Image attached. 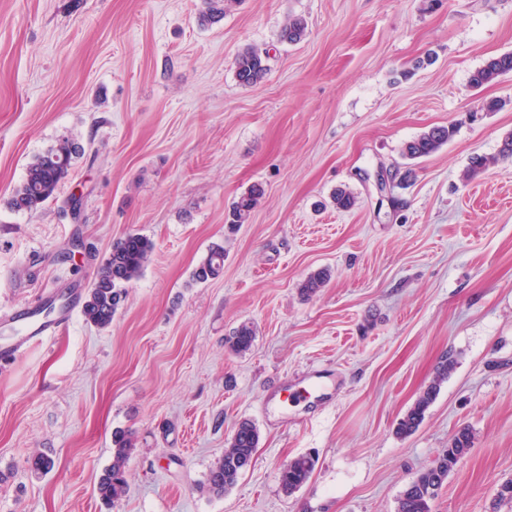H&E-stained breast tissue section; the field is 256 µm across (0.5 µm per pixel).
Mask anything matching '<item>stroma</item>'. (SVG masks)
<instances>
[{"label": "stroma", "mask_w": 512, "mask_h": 512, "mask_svg": "<svg viewBox=\"0 0 512 512\" xmlns=\"http://www.w3.org/2000/svg\"><path fill=\"white\" fill-rule=\"evenodd\" d=\"M0 0V339L7 313L88 288L117 240L150 263L109 328L75 311L63 335L0 362V512H396L459 426L474 441L432 512H512V159L468 181L472 154L512 131V0ZM304 17L297 44L280 41ZM269 52L240 86L245 46ZM505 106L484 112L482 101ZM453 138L398 183L404 144ZM83 154L56 198L9 201L33 157ZM387 186H380V178ZM265 194L236 232L232 205ZM344 187L348 211L331 202ZM224 270L191 275L212 245ZM325 269L323 288L301 283ZM252 349L230 350L242 324ZM457 364L412 435L400 418L439 363ZM260 440L227 493L210 467L237 423ZM131 433L128 493L96 487L115 431ZM45 453L51 471L31 472ZM317 461L285 494L293 458ZM268 55L255 46L243 48L235 58V76L242 86H252L261 82L268 71ZM512 73V52H505L489 59L470 77L473 88H481L500 76Z\"/></svg>", "instance_id": "1"}]
</instances>
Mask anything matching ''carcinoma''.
I'll return each mask as SVG.
<instances>
[{
  "mask_svg": "<svg viewBox=\"0 0 512 512\" xmlns=\"http://www.w3.org/2000/svg\"><path fill=\"white\" fill-rule=\"evenodd\" d=\"M229 2L231 0H206V8L199 14L198 24L205 27L223 19ZM307 28L304 18L292 17L281 30L280 40L296 44L304 39ZM267 59V52L258 47L243 48L234 63L238 83L252 86L261 82L268 71ZM509 73H512V52H505L489 59L484 66L477 69L470 77V84L478 89ZM455 130V124L451 122L434 126L407 142L403 148V156L411 160L428 156L448 143ZM81 151L79 144L63 139L55 147L35 156L27 166L24 180L13 192L11 207L17 211H34L54 198L68 178L73 160ZM511 157L512 133L509 132L502 137L497 154L473 155L465 176L476 177L495 165L499 159ZM262 195V188L253 185L240 196L226 219L228 230L233 231L248 220ZM153 250L151 239L139 233L128 234L113 244L109 257L101 265L91 287L85 293L83 313L91 324L101 329L112 324V318L125 300L126 284L142 275L151 260ZM223 270L224 247L213 246L195 269L193 280L203 283L219 277ZM254 339L252 326L243 324L229 339V347L236 353H245L253 347ZM455 365V360L450 357L441 362L434 380L399 420L397 434L408 436L419 428L441 384L454 371ZM258 441L259 433L255 424L249 420L241 421L229 445L224 448V454L209 471V492L219 496L236 485L240 475L252 464ZM112 444V464L104 470L97 484L98 496L108 506L115 505L125 495L126 464L132 448L131 439L124 431L114 433ZM471 445L470 428H459L436 462L419 471L400 493L397 512H431V502L459 460L468 453ZM315 463L316 458L313 455H301L289 461L281 473L284 492L292 494L299 490L309 479Z\"/></svg>",
  "mask_w": 512,
  "mask_h": 512,
  "instance_id": "carcinoma-1",
  "label": "carcinoma"
}]
</instances>
